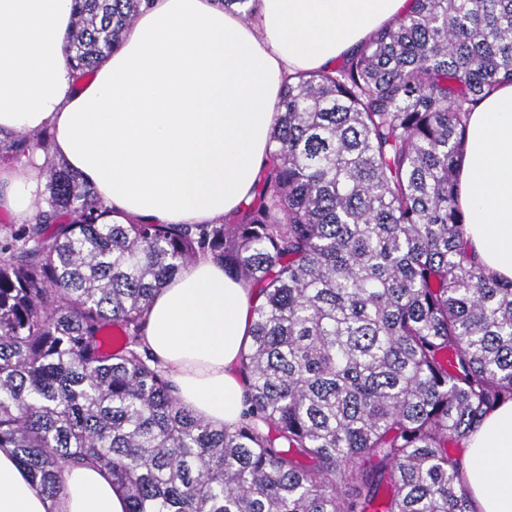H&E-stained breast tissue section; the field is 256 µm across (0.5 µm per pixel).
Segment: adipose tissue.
Segmentation results:
<instances>
[{
  "mask_svg": "<svg viewBox=\"0 0 512 512\" xmlns=\"http://www.w3.org/2000/svg\"><path fill=\"white\" fill-rule=\"evenodd\" d=\"M409 0H259L243 20L222 0H151L118 48L81 78L65 55L74 0H0V135L47 132L0 166V212L33 223L47 159L66 162L113 219L218 224L252 198L288 76L333 67ZM464 243L512 280V84L471 112L458 168ZM258 300L201 258L160 288L142 341L180 403L217 427L246 410L241 356ZM460 459L476 512H512V401L487 414ZM122 488L90 461L47 498L0 448V512H127Z\"/></svg>",
  "mask_w": 512,
  "mask_h": 512,
  "instance_id": "obj_1",
  "label": "adipose tissue"
}]
</instances>
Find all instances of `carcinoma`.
I'll use <instances>...</instances> for the list:
<instances>
[{"mask_svg":"<svg viewBox=\"0 0 512 512\" xmlns=\"http://www.w3.org/2000/svg\"><path fill=\"white\" fill-rule=\"evenodd\" d=\"M149 2L76 0L67 60L94 68ZM224 5L251 20L258 0ZM507 82L512 0H412L285 84L254 196L221 224H106L47 162L36 222L0 242V447L49 499L99 463L127 512H475L448 444L512 401V280L464 246L456 176ZM46 142L0 139V159ZM199 256L262 296L234 427L183 407L141 341Z\"/></svg>","mask_w":512,"mask_h":512,"instance_id":"carcinoma-1","label":"carcinoma"}]
</instances>
